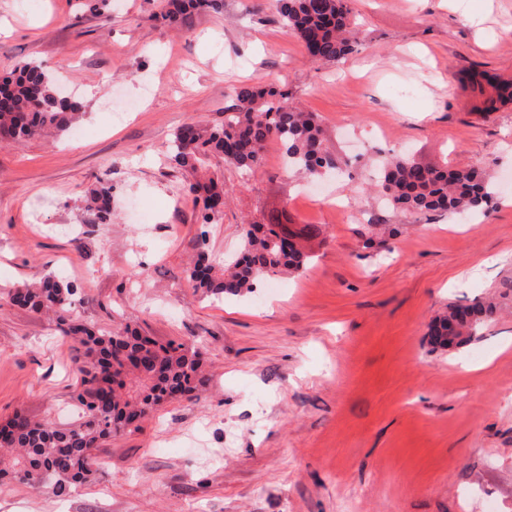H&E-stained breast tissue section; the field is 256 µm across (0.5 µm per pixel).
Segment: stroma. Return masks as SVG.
<instances>
[{
    "instance_id": "35a3bbf8",
    "label": "stroma",
    "mask_w": 512,
    "mask_h": 512,
    "mask_svg": "<svg viewBox=\"0 0 512 512\" xmlns=\"http://www.w3.org/2000/svg\"><path fill=\"white\" fill-rule=\"evenodd\" d=\"M161 0H0V75L37 61L82 100L84 138L0 146V420L67 423L77 345L14 306L10 288L53 273L84 323L200 346L208 385L105 440L64 499L0 484V512H512V102L492 112L469 76L512 79V0H354L365 39L312 63L277 0H223L169 26ZM276 87L314 113L357 179L319 196L280 143L248 174L216 158L229 194L200 225L169 144L188 120L222 124L234 88ZM134 108L112 119V98ZM478 166L487 213L404 215L370 190L383 158ZM112 188V221L86 208ZM364 213L345 223L337 202ZM318 225L297 274L253 292L196 295L199 249L236 255L247 224ZM495 297L479 340L432 351L451 302Z\"/></svg>"
}]
</instances>
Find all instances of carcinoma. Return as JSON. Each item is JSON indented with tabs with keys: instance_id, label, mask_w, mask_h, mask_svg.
Here are the masks:
<instances>
[{
	"instance_id": "cac0c4a2",
	"label": "carcinoma",
	"mask_w": 512,
	"mask_h": 512,
	"mask_svg": "<svg viewBox=\"0 0 512 512\" xmlns=\"http://www.w3.org/2000/svg\"><path fill=\"white\" fill-rule=\"evenodd\" d=\"M222 6V0H163L160 17L169 25L178 24L195 11ZM278 13L284 28L303 44L313 62H339L364 38L354 20L352 0H279ZM471 84L486 96L487 112L498 102L512 101V81L476 74ZM231 98L232 104L224 109V124L208 126L190 120L178 127L171 141V161L193 174L189 192L202 203L200 223H214L228 195L224 181L209 171L208 163L215 157L255 171L266 143L275 140L284 148L288 168L308 179L348 169L347 159L324 146L317 117L297 109L287 94L274 87L240 86ZM83 115V104L61 96L59 78L41 63L26 62L0 81L1 145L67 133ZM374 191L386 204L410 214L479 212L493 196L490 177L481 169L425 168L407 156L381 166ZM89 199L100 223L112 220V187L93 190ZM318 234L316 225L296 229L279 222L250 224L232 264L213 260L202 249L188 270V279L195 291L206 295L240 296L271 273L302 270L309 255L295 239ZM76 294L77 288L51 273L9 292L13 305L54 318L66 333L78 338L82 348L73 365L76 422L60 426L17 411L0 423V448L14 450L8 458L0 456V483L35 490L45 479L58 498L69 496L87 479L96 462L94 450L102 441L147 417L160 404L195 395L207 384L200 349L173 340L160 343L129 326L116 333H99L80 320ZM461 311L470 319L464 338L455 343L457 348L476 340L499 316L497 305L489 300L450 303L431 321L428 335H442Z\"/></svg>"
}]
</instances>
